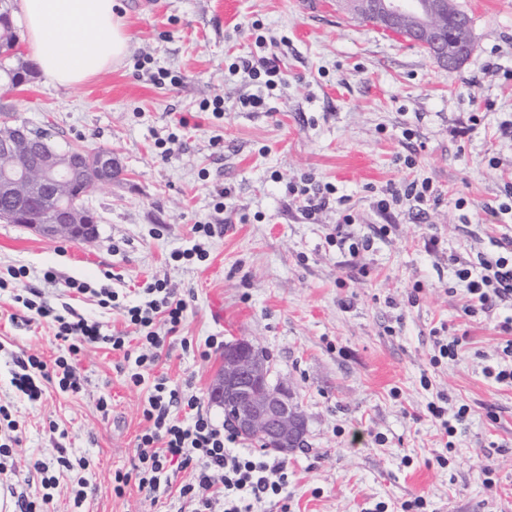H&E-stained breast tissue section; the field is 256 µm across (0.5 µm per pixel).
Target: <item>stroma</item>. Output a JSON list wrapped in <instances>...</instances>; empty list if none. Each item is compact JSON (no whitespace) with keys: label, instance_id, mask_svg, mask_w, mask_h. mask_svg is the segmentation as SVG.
Here are the masks:
<instances>
[{"label":"stroma","instance_id":"1","mask_svg":"<svg viewBox=\"0 0 512 512\" xmlns=\"http://www.w3.org/2000/svg\"><path fill=\"white\" fill-rule=\"evenodd\" d=\"M119 2L131 37L121 66L69 89L40 75L0 89V111L59 150H109L121 161L111 185L86 198L98 221L93 242L0 222V276L25 268L27 287L44 301L110 334L136 336L122 308L156 280L177 289L187 311L145 385L130 384L122 352L89 346L75 360L79 393L50 385L31 401L11 384L14 357L51 363L67 345L0 293V405L17 422L8 484L41 501L26 464L62 446L88 460V497L74 508L64 475L43 512H178L188 472L153 496L134 481L123 496L112 490L147 427L146 385L162 375L188 387L223 423L208 401L222 352L206 343L244 336L267 351L274 380L308 418L304 446L285 458L290 512H374L381 502L402 512L418 497L423 512H512V387L485 374L504 363L497 323L512 308L465 315L451 261L492 255L490 223L512 234V212H486L512 184V139L498 132L512 119V0H456L471 19L473 47L449 73L343 0ZM271 51L283 63L271 109L244 111L241 99L257 86L230 65ZM216 98L218 114L208 109ZM305 175L333 185L355 217L347 233L370 239L362 273L342 266L330 238L341 210L310 219L289 194ZM414 180L429 181L438 201L377 209L387 189ZM197 224L211 225L210 235L195 234ZM197 244L204 259H180ZM70 279L90 292L70 293ZM105 285L118 292V307L100 306ZM439 336L459 339L456 360L432 364ZM432 403L448 420L467 406L454 439L431 416ZM440 455L447 466L437 465Z\"/></svg>","mask_w":512,"mask_h":512}]
</instances>
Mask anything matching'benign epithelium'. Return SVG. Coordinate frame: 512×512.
Returning <instances> with one entry per match:
<instances>
[{"label": "benign epithelium", "mask_w": 512, "mask_h": 512, "mask_svg": "<svg viewBox=\"0 0 512 512\" xmlns=\"http://www.w3.org/2000/svg\"><path fill=\"white\" fill-rule=\"evenodd\" d=\"M353 6L387 28L408 30L422 45L432 41V56L445 72L470 53V41L463 38L445 48L447 0H353ZM115 166L110 151H60L45 136L32 139L21 127L0 126V197L10 201L0 206V221L28 226L46 238L90 241L97 225L79 193L112 184ZM209 398L239 436L282 455L303 447L306 416L288 388L271 379L270 359L253 341L236 337L224 343Z\"/></svg>", "instance_id": "7a95c632"}]
</instances>
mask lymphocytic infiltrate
<instances>
[{"instance_id":"1","label":"lymphocytic infiltrate","mask_w":512,"mask_h":512,"mask_svg":"<svg viewBox=\"0 0 512 512\" xmlns=\"http://www.w3.org/2000/svg\"><path fill=\"white\" fill-rule=\"evenodd\" d=\"M231 68L244 70L262 88L261 93L242 99V107L265 108L263 91L274 87L280 75L277 62L267 57H242L232 63ZM493 245L498 249L495 261L463 262L455 270L469 297L467 314H488L500 305L512 303V238L496 239ZM5 289L12 291L14 301L23 308L36 312L39 317L52 318L57 324L56 339L67 345V357L57 358L51 366L33 355L15 358L12 384L31 400L41 397L42 384L46 381L56 382L64 392H80L81 378L70 359L88 345L104 344L123 352L125 360L134 365L130 382L142 385L145 370L158 362L159 351L165 343L164 337L152 331V324L162 322L168 333H176L187 310L186 301L166 282L158 280L149 284L145 289L146 303L124 309L126 321L143 330L137 348L133 349L127 336L105 334L100 322L79 316L70 319L56 313L46 303L36 301L35 289H11L0 280V291ZM141 411L148 426L138 437L131 472L115 473L112 479L115 495H123L133 480L137 481L139 489L157 492L169 486L171 474L187 470L191 478L180 487L179 497L187 504L189 512H257L266 505L287 512L286 463L268 460L256 452L236 454L230 451L234 434L224 433L212 421L197 395L170 386L167 378L161 376L155 379Z\"/></svg>"}]
</instances>
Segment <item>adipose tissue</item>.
I'll return each mask as SVG.
<instances>
[{"label":"adipose tissue","instance_id":"obj_1","mask_svg":"<svg viewBox=\"0 0 512 512\" xmlns=\"http://www.w3.org/2000/svg\"><path fill=\"white\" fill-rule=\"evenodd\" d=\"M15 14L31 60L61 87L122 64L130 52L116 0H16Z\"/></svg>","mask_w":512,"mask_h":512}]
</instances>
